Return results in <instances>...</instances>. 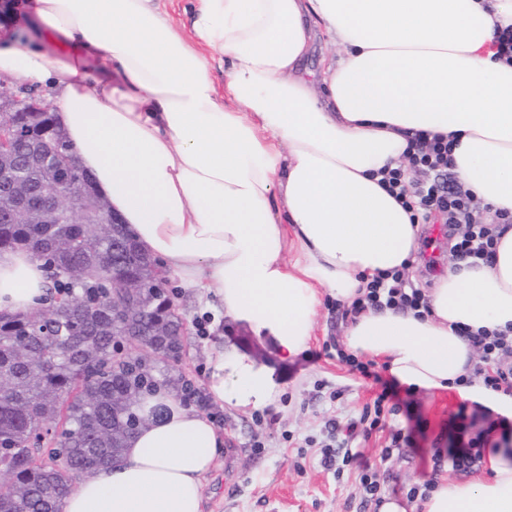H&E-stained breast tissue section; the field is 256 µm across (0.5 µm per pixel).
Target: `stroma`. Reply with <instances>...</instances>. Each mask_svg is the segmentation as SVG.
<instances>
[{
	"label": "stroma",
	"mask_w": 512,
	"mask_h": 512,
	"mask_svg": "<svg viewBox=\"0 0 512 512\" xmlns=\"http://www.w3.org/2000/svg\"><path fill=\"white\" fill-rule=\"evenodd\" d=\"M448 227L432 224L422 238L419 264L405 271L408 282L431 290L448 267ZM168 288L187 323L181 367L198 389L206 387V362L219 342L239 347L255 345L282 392L263 414L206 404L204 411L223 427L228 450L217 459L206 482L205 512H356L359 471L355 465L329 470L320 462L325 423L348 422L374 396L359 374L330 357L331 346L344 341L348 323L334 299L324 298L307 349L284 361L271 337L256 335L248 326L226 320L212 298L178 280ZM206 333H199V322ZM342 389L341 399L319 390L321 382ZM465 401L457 390L401 389L397 427L411 428L414 447L404 449L391 473L405 487L423 482L432 471L435 450L462 451L453 418Z\"/></svg>",
	"instance_id": "1"
}]
</instances>
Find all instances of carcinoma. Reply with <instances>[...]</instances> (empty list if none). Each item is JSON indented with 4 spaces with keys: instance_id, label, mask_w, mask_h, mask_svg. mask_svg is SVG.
Masks as SVG:
<instances>
[{
    "instance_id": "carcinoma-1",
    "label": "carcinoma",
    "mask_w": 512,
    "mask_h": 512,
    "mask_svg": "<svg viewBox=\"0 0 512 512\" xmlns=\"http://www.w3.org/2000/svg\"><path fill=\"white\" fill-rule=\"evenodd\" d=\"M42 144L21 142L17 175L33 188L46 184L50 164L36 157ZM134 238L123 224H2L0 253L25 248L78 278L47 281L63 299L33 314L0 317V512H62L79 472L116 462L133 421L170 407L157 383L182 379L163 368L141 378L136 367L112 362L125 335L153 353L183 349V325L165 316L168 290L145 291L125 322L112 318V281L153 279L146 262L129 259Z\"/></svg>"
}]
</instances>
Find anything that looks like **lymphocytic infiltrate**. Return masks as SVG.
Here are the masks:
<instances>
[{
  "label": "lymphocytic infiltrate",
  "instance_id": "f902f5d3",
  "mask_svg": "<svg viewBox=\"0 0 512 512\" xmlns=\"http://www.w3.org/2000/svg\"><path fill=\"white\" fill-rule=\"evenodd\" d=\"M451 151L447 139L439 136L429 139L415 134L407 153V169L383 171L382 181L396 199L413 209L414 222H440L448 226L455 237L451 260L491 263L496 253L497 227L511 224L512 214L499 211L491 221L481 217L468 190L450 171ZM369 308L411 310L421 316L428 312L429 304L423 291L408 286L403 271L397 270L373 277L365 295L352 304L350 312L357 315ZM471 343L479 354L473 378L491 393L511 396L512 336L504 332L485 333L472 337ZM336 358L372 381L377 393L372 407L364 408L357 419L344 424L330 421L336 442L322 449L321 463L327 468L340 462L361 461L362 453L355 447V439L370 437L384 416L399 412L394 403L399 392L397 383L376 371L374 362L363 361L361 356L342 348L337 349Z\"/></svg>",
  "mask_w": 512,
  "mask_h": 512
}]
</instances>
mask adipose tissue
Returning a JSON list of instances; mask_svg holds the SVG:
<instances>
[{
  "label": "adipose tissue",
  "instance_id": "obj_1",
  "mask_svg": "<svg viewBox=\"0 0 512 512\" xmlns=\"http://www.w3.org/2000/svg\"><path fill=\"white\" fill-rule=\"evenodd\" d=\"M38 41L0 38V73L54 89L56 121L81 169L167 276L216 298L224 316L274 338L281 359L308 345L323 296L345 305L376 274L409 266L419 227L380 183L409 136H447L455 178L512 212V65L496 26L512 0H196L192 38L164 0H27ZM339 58L310 69L317 36ZM212 49L216 59L204 51ZM41 262L0 254V309L46 293ZM429 314L369 310L350 352L384 358L414 389L469 374V334L512 328V225L492 264L449 267ZM213 403L262 409L279 384L242 353L213 348ZM224 430L172 408L62 512H204ZM486 480L445 485L424 512H512V450Z\"/></svg>",
  "mask_w": 512,
  "mask_h": 512
}]
</instances>
